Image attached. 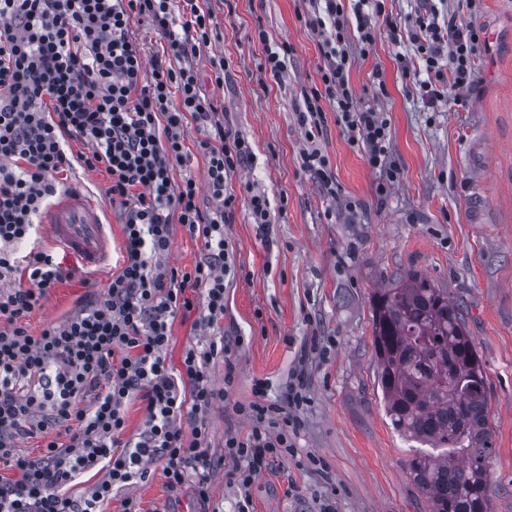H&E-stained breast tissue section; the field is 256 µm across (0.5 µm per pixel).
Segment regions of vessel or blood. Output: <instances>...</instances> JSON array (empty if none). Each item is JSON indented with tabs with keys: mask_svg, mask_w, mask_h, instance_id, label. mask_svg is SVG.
I'll return each instance as SVG.
<instances>
[{
	"mask_svg": "<svg viewBox=\"0 0 512 512\" xmlns=\"http://www.w3.org/2000/svg\"><path fill=\"white\" fill-rule=\"evenodd\" d=\"M100 207L81 193L65 192L45 216L49 237L66 253L79 256L87 266L101 269L110 259L112 237Z\"/></svg>",
	"mask_w": 512,
	"mask_h": 512,
	"instance_id": "1",
	"label": "vessel or blood"
}]
</instances>
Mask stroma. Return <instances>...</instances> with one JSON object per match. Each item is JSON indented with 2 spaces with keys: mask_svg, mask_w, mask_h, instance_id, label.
Returning <instances> with one entry per match:
<instances>
[{
  "mask_svg": "<svg viewBox=\"0 0 512 512\" xmlns=\"http://www.w3.org/2000/svg\"><path fill=\"white\" fill-rule=\"evenodd\" d=\"M216 17L220 38L193 60L204 91L224 123L251 146L252 156L229 183L237 195L224 236L241 275L224 294V334L242 337L232 357L238 374L227 400L207 414L210 451L224 452V434H247L250 424L233 402L254 398L262 383L268 399L282 398L303 376L308 406L292 434L298 455L273 463L252 487L253 512H317L321 496L334 512H426L407 461L418 444L393 430L381 402L373 356L370 295L396 272L413 269L462 303L490 388L489 423L495 452L490 512H512V0H433L439 15L460 11L481 30L476 80L461 89L466 103L429 105L413 79L426 72L409 40L378 37L362 54L349 29L354 63L350 83L358 107L381 111L390 124L395 182L377 192L383 175L363 150L350 145L332 104L322 129L307 140L298 123L306 94L320 87L325 59L303 17L311 0H200ZM290 47L283 72L264 68V46ZM228 63L223 85L211 80L210 60ZM411 76H404L399 58ZM206 128L189 125L184 165L174 183L193 176L204 183L200 150ZM327 155L335 196L302 169L309 147ZM104 169L80 166L66 173L68 190L90 193L112 226V254L102 270L57 252L70 278L53 288L23 321L31 334L99 294L123 265L125 239L118 211L105 195ZM384 183V182H383ZM270 201V221L252 223L250 192ZM324 470L307 467L308 455ZM131 492H117L104 512H122L125 495L142 512H238V498L223 471L211 479L210 500L192 485L170 487L163 466Z\"/></svg>",
  "mask_w": 512,
  "mask_h": 512,
  "instance_id": "stroma-1",
  "label": "stroma"
}]
</instances>
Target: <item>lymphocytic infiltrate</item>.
Returning a JSON list of instances; mask_svg holds the SVG:
<instances>
[{
	"label": "lymphocytic infiltrate",
	"instance_id": "f902f5d3",
	"mask_svg": "<svg viewBox=\"0 0 512 512\" xmlns=\"http://www.w3.org/2000/svg\"><path fill=\"white\" fill-rule=\"evenodd\" d=\"M171 0H0V466L17 472L0 483V512H102L117 489L143 481L162 463L172 487L193 482L209 499L210 477L223 470L239 495L238 512H251V485L273 462L294 458L288 432L307 404L302 378L282 400L234 403L252 428L224 437V453L210 452L206 415L236 380L232 347L220 326L227 277L236 275L224 236L235 196L227 182L250 155L245 140L226 130L212 98L201 89L194 58L210 46L217 23L196 0H184L188 18L175 20ZM135 16L151 19L166 41L164 58L144 68L129 33ZM321 39L326 60L321 88L305 98L299 123L319 130L322 101L336 105V121L371 167L394 180L389 123L382 113L357 109L349 73L342 0H324L305 16ZM392 41L409 37L425 64L418 92L428 103L449 88L473 83L480 34L449 14L439 20L429 0L403 25H389ZM213 128L204 142L206 182L214 201L202 206L194 179L176 184L173 167L186 160L189 122ZM87 145L70 157L67 140ZM104 166L105 190L125 235L124 264L106 291L73 313L29 334L22 320L66 276L54 254L35 245L38 219L57 192V177L72 163ZM203 241L194 269L178 272L165 259L172 226ZM33 241L26 255L16 245ZM201 306L196 325L205 341L188 345L180 368L167 362L170 318ZM224 361V386L210 365ZM145 405L143 431L125 437V405ZM63 429L40 457L20 455L19 439ZM102 468L103 478L78 496L65 488Z\"/></svg>",
	"mask_w": 512,
	"mask_h": 512
}]
</instances>
